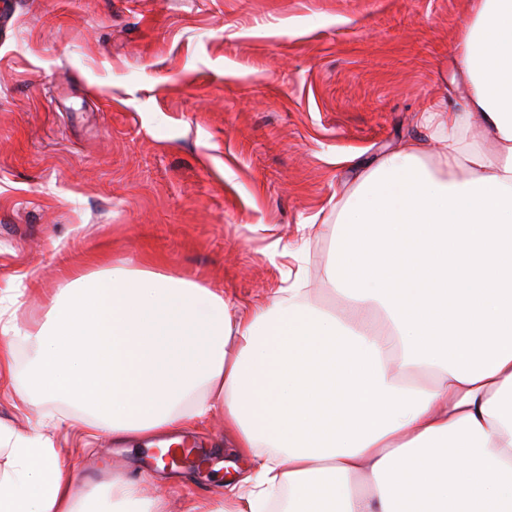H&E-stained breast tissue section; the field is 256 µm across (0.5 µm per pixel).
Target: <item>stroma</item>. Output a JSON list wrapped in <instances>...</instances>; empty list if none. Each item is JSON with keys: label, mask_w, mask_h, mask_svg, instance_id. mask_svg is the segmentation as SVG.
<instances>
[{"label": "stroma", "mask_w": 512, "mask_h": 512, "mask_svg": "<svg viewBox=\"0 0 512 512\" xmlns=\"http://www.w3.org/2000/svg\"><path fill=\"white\" fill-rule=\"evenodd\" d=\"M472 0H0V289L44 321L74 272L114 261L220 288L244 308L284 287L302 224L334 221L358 168L424 137L419 114L459 102L456 50ZM336 240L310 244L315 304ZM26 349L0 389L17 399ZM77 483L168 481L153 449L57 433ZM206 465L177 468L172 512L223 499L250 467L211 416L186 432Z\"/></svg>", "instance_id": "obj_1"}]
</instances>
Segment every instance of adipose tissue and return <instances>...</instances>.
<instances>
[{
  "mask_svg": "<svg viewBox=\"0 0 512 512\" xmlns=\"http://www.w3.org/2000/svg\"><path fill=\"white\" fill-rule=\"evenodd\" d=\"M455 109L419 117L437 145L402 143L336 202V240L365 272L301 279L269 305L231 309L197 282L121 261L78 275L42 323L19 324L23 289H0V375L30 350L31 388L69 407L84 439L155 440L224 415L252 465L222 506L190 512H512V0H475L458 47ZM485 137H471L473 128ZM341 374L317 446L286 431L305 377ZM0 427V512H170L122 475L78 487L52 437Z\"/></svg>",
  "mask_w": 512,
  "mask_h": 512,
  "instance_id": "1",
  "label": "adipose tissue"
}]
</instances>
